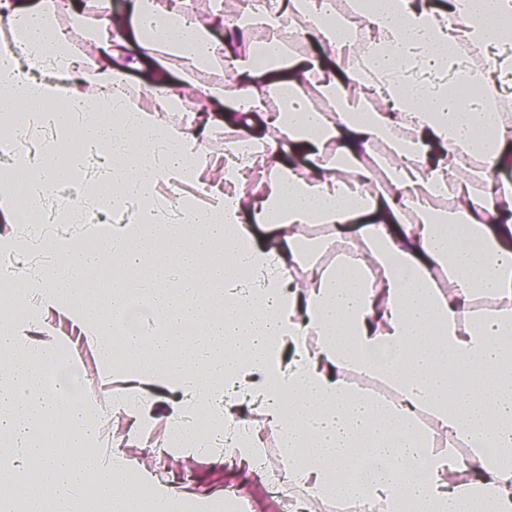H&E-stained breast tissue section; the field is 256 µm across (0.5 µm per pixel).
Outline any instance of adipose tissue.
<instances>
[{
  "label": "adipose tissue",
  "mask_w": 512,
  "mask_h": 512,
  "mask_svg": "<svg viewBox=\"0 0 512 512\" xmlns=\"http://www.w3.org/2000/svg\"><path fill=\"white\" fill-rule=\"evenodd\" d=\"M58 1L93 54L56 21ZM183 5L130 0L131 30L112 0H0V211L72 180L79 144L106 157L96 196L134 210L91 246L45 240L66 275L0 280L16 307L0 317V507L184 503L124 453L103 455L98 406L47 383L61 354L36 335L60 313L118 360L113 412L138 434L162 420L184 450L220 438L250 471L275 431L296 512H512V186L496 180L512 166V114L492 102L512 97V0H351L372 33L357 52L328 23L333 0H263L221 41L222 12L202 24ZM300 26L319 52L288 53L279 34ZM160 50L155 111L123 86ZM219 61L235 79L205 90L228 134L210 151L193 123L162 115L169 73ZM310 85L338 112L316 109ZM275 88L287 104L271 103ZM372 90L385 111H365ZM59 99L66 110H49ZM42 122L57 137L21 149ZM162 184L179 186L175 207ZM256 220L274 223L277 246Z\"/></svg>",
  "instance_id": "ef3b65f1"
}]
</instances>
